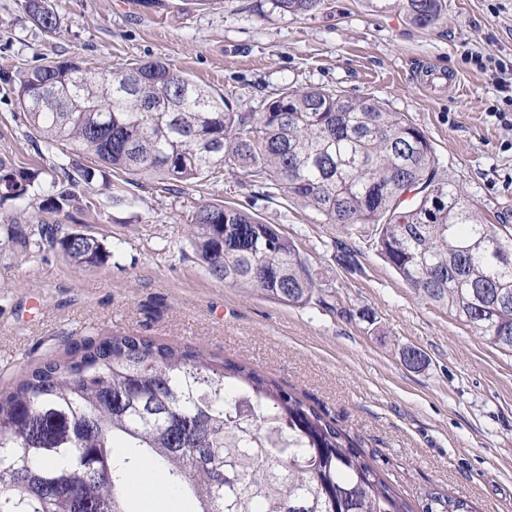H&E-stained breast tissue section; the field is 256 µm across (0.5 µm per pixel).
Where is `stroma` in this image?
<instances>
[{"instance_id": "1", "label": "stroma", "mask_w": 512, "mask_h": 512, "mask_svg": "<svg viewBox=\"0 0 512 512\" xmlns=\"http://www.w3.org/2000/svg\"><path fill=\"white\" fill-rule=\"evenodd\" d=\"M49 38L20 0H0V157L38 171L28 197L0 203L23 232L36 225L96 236L105 265L0 235V394L75 344L113 334L188 344L246 363L336 420L366 460L421 512L422 495L464 496L478 512H512V350L474 335L454 312L419 299L370 247L305 203L266 197L244 175L104 191L97 209L45 207L57 162L26 126L14 94L24 71L78 58L90 69L160 60L262 111L286 87L372 95L432 141L442 169L491 223L512 225V0H445L419 27L370 0H324L311 15L268 13L265 0H54ZM509 61L485 71L474 53ZM247 210L294 239L332 308L288 305L230 288L188 254L200 205ZM351 250L354 264L335 260ZM420 348L423 369L401 359Z\"/></svg>"}]
</instances>
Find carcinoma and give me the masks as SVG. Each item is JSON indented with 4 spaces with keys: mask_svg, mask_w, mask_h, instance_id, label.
Listing matches in <instances>:
<instances>
[{
    "mask_svg": "<svg viewBox=\"0 0 512 512\" xmlns=\"http://www.w3.org/2000/svg\"><path fill=\"white\" fill-rule=\"evenodd\" d=\"M308 15L321 0H266ZM47 36L51 0H21ZM417 26L442 0H383ZM17 103L36 139L98 167L57 163L48 206H96L93 182L121 171L170 183L242 171L267 195L313 207L327 224H373L372 246L426 301L446 306L489 343L512 350V228L487 224L443 174L429 137L372 96L284 88L262 112H237L162 62L101 71L77 60L27 70ZM38 174L0 158V199H21ZM73 265L107 263L95 236H49ZM188 245L215 278L288 305L325 302L295 241L253 214L198 207ZM404 364L426 365L402 348ZM0 512H129L144 462L159 490L195 512H407L332 420L243 364L186 345L112 335L28 372L0 396ZM431 512H476L424 493Z\"/></svg>",
    "mask_w": 512,
    "mask_h": 512,
    "instance_id": "cac0c4a2",
    "label": "carcinoma"
}]
</instances>
